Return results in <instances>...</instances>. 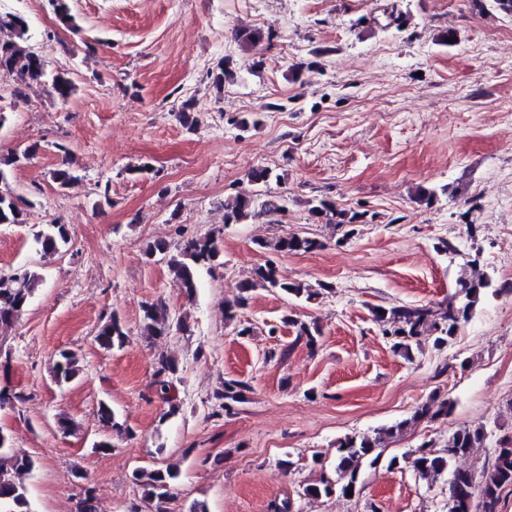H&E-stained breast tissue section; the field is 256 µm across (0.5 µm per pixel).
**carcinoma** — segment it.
I'll return each instance as SVG.
<instances>
[{"mask_svg":"<svg viewBox=\"0 0 512 512\" xmlns=\"http://www.w3.org/2000/svg\"><path fill=\"white\" fill-rule=\"evenodd\" d=\"M53 9L60 22L68 27L76 26L69 0H52ZM32 36L26 19L16 13L0 11V75L14 77L16 86L14 97L25 96V90L39 86L51 98L68 100L77 91V85L70 72L50 71L44 59L34 50ZM39 144L33 143L16 152L13 157L0 160V183L8 181L12 166L34 155ZM52 178L61 190H69L79 182V176L68 166L63 165L52 173ZM287 197L265 194L260 201L251 190L237 193L224 201V223L242 224L251 218L265 216L269 222H276V216L286 211ZM33 203L11 191H0V224H23L26 210ZM310 217L324 224L338 227L357 223L358 213L349 212L336 205L329 197L309 202ZM37 250L45 255L62 252L72 240L69 225L52 221L33 234ZM256 245L277 253L310 252L321 243L315 239L291 235L275 241L259 240ZM221 251L212 237L186 240L179 255L168 261L184 291L191 295L197 288L198 272L202 268L213 269L224 265L220 260ZM42 277L35 271L20 267L10 272L0 271V328L16 322L28 307ZM458 288L448 298V302L437 307L394 306L383 311H374L376 322L382 327L383 335L391 341L395 353L410 360L413 351L421 348L422 341L431 339L433 345L445 347L453 343L460 329L468 323L477 307L492 288L488 278L457 281ZM259 288H273L283 294L314 301L329 292L330 287L320 285L314 288L298 281L278 277L271 266L257 268L251 278L239 284V293L226 304L225 316L234 319L237 312L246 308L253 293ZM143 332L147 336H163L171 327L170 315L163 303H150L142 306ZM282 323L295 332L294 339L281 348L280 357L285 358L298 345L313 346L322 335L319 324L300 319L293 312L283 315ZM125 333L120 322L111 319L97 333L101 348L110 351L124 344ZM156 375L162 399L172 402L173 382L162 376L175 374V363L163 356L158 361ZM81 373L77 355L69 350L58 353L53 366V376L57 383H68ZM247 384L238 379L224 380V390L218 396L221 406L229 411L244 402ZM453 407V401L432 399L417 407L410 417L392 425L379 428L373 435H346L336 442V480L325 477L320 483L303 488V494L311 497L332 494L348 495L356 490L359 474L364 467L375 468L382 462V448L389 440L402 434L408 427L424 420L446 416ZM488 440L486 428L461 426L448 435V441L440 452L434 445L423 443L403 456L410 462L419 479L433 483L444 473H450L448 481V512H501L502 494L512 489V437L501 440L495 448L490 463L477 474L469 469L451 468L452 460L466 457L473 449L484 447ZM35 468L33 458L13 450L11 438L0 444V512H33L28 496L26 476ZM178 472L167 468H138L133 473L135 483L142 487L145 496L155 502V512H169L167 504L172 499L171 486Z\"/></svg>","mask_w":512,"mask_h":512,"instance_id":"obj_1","label":"carcinoma"}]
</instances>
